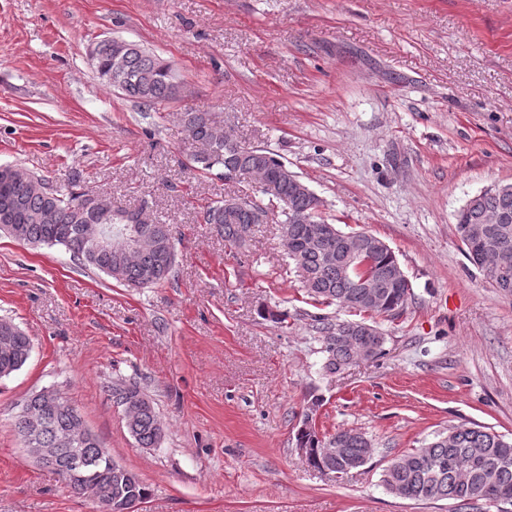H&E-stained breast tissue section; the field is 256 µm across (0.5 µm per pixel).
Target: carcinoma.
<instances>
[{"label":"carcinoma","mask_w":512,"mask_h":512,"mask_svg":"<svg viewBox=\"0 0 512 512\" xmlns=\"http://www.w3.org/2000/svg\"><path fill=\"white\" fill-rule=\"evenodd\" d=\"M91 66L107 85L134 99L147 109L174 99L181 90L179 74L166 59L136 44L115 53V43L98 42ZM181 123L192 141L203 150L190 157V166L203 173L215 169L224 175L252 169H264L275 178L284 215V237L288 259L304 288L319 305H336L358 314L394 316L404 310L411 296V282L392 274L400 268L393 251L378 237L370 236L362 255L348 258L336 240V225L331 238L317 248L304 241L311 224L307 219L327 224L314 213L322 201L284 162L258 146L236 143L229 131L210 112L181 114ZM99 197L71 188L57 189L38 174L27 177L13 172L10 164L0 165V232L24 244L62 246L73 258L130 288L160 285L171 276L176 258V236L172 225L156 221L139 222L140 210L117 208L107 218L97 207ZM498 211L509 217L505 224H484L483 216ZM206 224L217 226L224 240L241 244L240 226L259 224L258 213L247 203L227 206L215 201L203 212ZM97 225L109 241L107 251L92 248L85 240L88 225ZM482 230L479 237L469 230ZM456 232L469 261L478 269L486 265L507 264V269L488 280L498 291L512 295V184L497 185L482 191L471 204L457 214ZM374 277L386 292L385 302L374 307L365 301L361 280ZM316 330L321 334L326 353L325 369L340 372L361 359L362 336H344V330L361 332L365 322L334 321L317 316ZM31 341L21 330L11 335L0 332V377L20 370L28 361ZM117 404L131 402L135 408L127 429L142 448H153L161 439L162 422L152 399L140 388L118 383L111 387ZM83 417L70 400L55 391L50 395L32 394L15 416L14 429L24 448H53L55 462L47 470L55 473L79 496L82 483L112 496L116 512L134 502H144L148 490L135 472L124 468L116 473L109 461L111 453L91 433L79 434ZM342 440L340 455L329 457L324 448ZM298 446L309 449L308 464L321 472L343 475L365 465L374 453L372 440L363 432L341 429L327 437L316 430L313 413H305L297 432ZM403 467H385L381 482L389 492L415 501L453 500L463 504L484 501L498 512H512V439L479 425L459 424L448 434L403 455Z\"/></svg>","instance_id":"1"}]
</instances>
